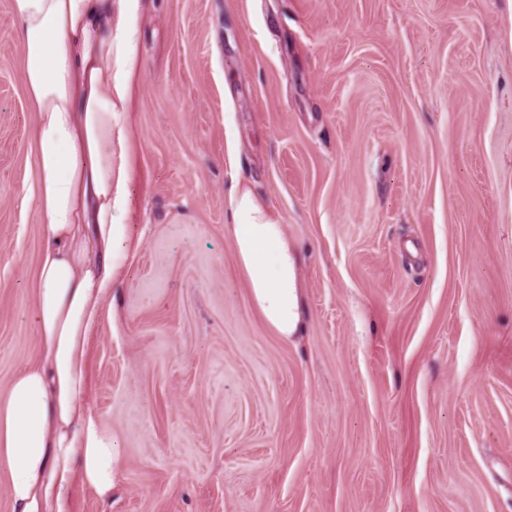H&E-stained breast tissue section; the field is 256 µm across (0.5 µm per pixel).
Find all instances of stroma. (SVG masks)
Listing matches in <instances>:
<instances>
[{
	"mask_svg": "<svg viewBox=\"0 0 512 512\" xmlns=\"http://www.w3.org/2000/svg\"><path fill=\"white\" fill-rule=\"evenodd\" d=\"M137 246L88 344L118 448L75 512H512V0H153ZM0 0V399L37 357L35 114ZM249 180L302 322L254 309ZM229 232L237 266L254 308L267 328L288 341L298 332V260L280 215L248 180L237 179L228 196Z\"/></svg>",
	"mask_w": 512,
	"mask_h": 512,
	"instance_id": "1",
	"label": "stroma"
}]
</instances>
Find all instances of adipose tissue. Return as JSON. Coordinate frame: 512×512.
I'll return each mask as SVG.
<instances>
[{
    "mask_svg": "<svg viewBox=\"0 0 512 512\" xmlns=\"http://www.w3.org/2000/svg\"><path fill=\"white\" fill-rule=\"evenodd\" d=\"M147 0H11L36 115L42 231L38 355L0 400L11 512H73L77 489L112 495L116 441L87 401V343L132 246L124 218L127 117L142 79L134 18ZM120 21H113V14ZM229 232L254 308L281 339L299 329L298 260L280 215L249 181L228 196Z\"/></svg>",
    "mask_w": 512,
    "mask_h": 512,
    "instance_id": "adipose-tissue-1",
    "label": "adipose tissue"
}]
</instances>
